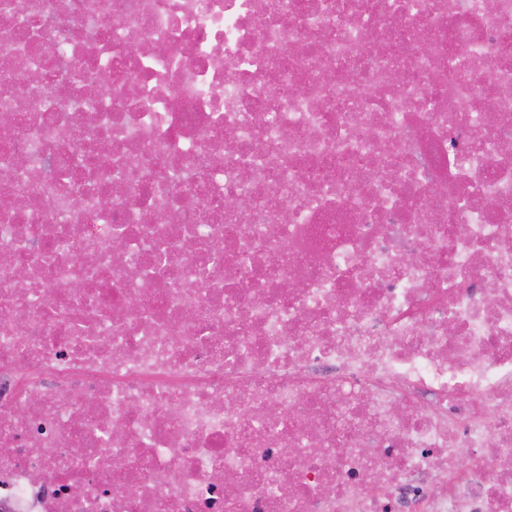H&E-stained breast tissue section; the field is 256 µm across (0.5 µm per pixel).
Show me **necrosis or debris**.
I'll list each match as a JSON object with an SVG mask.
<instances>
[{
    "instance_id": "4bbe7bcc",
    "label": "necrosis or debris",
    "mask_w": 512,
    "mask_h": 512,
    "mask_svg": "<svg viewBox=\"0 0 512 512\" xmlns=\"http://www.w3.org/2000/svg\"><path fill=\"white\" fill-rule=\"evenodd\" d=\"M510 458L512 0H0V512H512Z\"/></svg>"
}]
</instances>
